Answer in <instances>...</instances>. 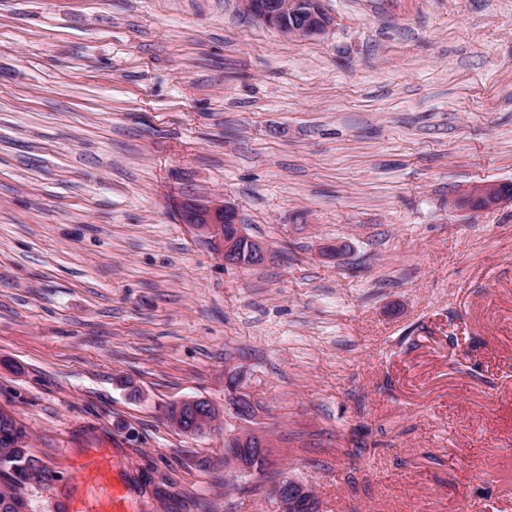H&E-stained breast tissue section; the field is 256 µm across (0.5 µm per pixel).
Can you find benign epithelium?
I'll list each match as a JSON object with an SVG mask.
<instances>
[{"label": "benign epithelium", "mask_w": 512, "mask_h": 512, "mask_svg": "<svg viewBox=\"0 0 512 512\" xmlns=\"http://www.w3.org/2000/svg\"><path fill=\"white\" fill-rule=\"evenodd\" d=\"M240 3L244 13L285 36L291 29L297 37L316 38L332 25V19L321 7L320 0H240ZM508 201L509 198L501 192L500 183L486 181L471 185L455 204L471 209ZM187 214V224L197 235L213 243L224 263L241 265L239 256L244 249L253 259L261 263L265 261V247L244 233L238 212L233 206L226 203L193 204L187 207ZM224 391L225 407L232 413L255 409L253 398L241 385L238 374L227 375ZM262 453L264 448L261 439L251 432L234 433L225 438L224 456L239 468H249L250 460ZM305 493L306 487L293 479L282 480L269 489V496L282 509L293 505V500Z\"/></svg>", "instance_id": "obj_1"}]
</instances>
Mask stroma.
<instances>
[{
  "mask_svg": "<svg viewBox=\"0 0 512 512\" xmlns=\"http://www.w3.org/2000/svg\"><path fill=\"white\" fill-rule=\"evenodd\" d=\"M0 0V411L62 512L103 456L132 512H512V0ZM239 212L231 268L184 224ZM343 245L335 258L324 246ZM260 406L262 469L169 404ZM244 13L288 36L290 27L296 37L316 38L332 25L319 0H239ZM282 1V2H279ZM289 17L294 24L289 23ZM298 17V21H295ZM502 183L486 181L472 184L466 192L459 197L455 204L462 208H473V206L482 205L493 206L506 203L511 200L501 192ZM187 210L188 221L191 229L199 236L206 237L213 243L218 254L224 259V263L232 266H248L239 261L243 247H247V253L254 260L263 264L266 258L265 247L256 240L247 236L238 215L237 210L226 203H212L209 205H189ZM232 225L234 234L230 235L225 229ZM225 407L234 414L244 410H255V404L249 391L241 385L237 373H229L225 380ZM306 493V487L294 479L282 480L269 489V496L279 505L280 509L293 505V500Z\"/></svg>",
  "mask_w": 512,
  "mask_h": 512,
  "instance_id": "obj_1",
  "label": "stroma"
}]
</instances>
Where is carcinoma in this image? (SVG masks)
<instances>
[{
  "instance_id": "cac0c4a2",
  "label": "carcinoma",
  "mask_w": 512,
  "mask_h": 512,
  "mask_svg": "<svg viewBox=\"0 0 512 512\" xmlns=\"http://www.w3.org/2000/svg\"><path fill=\"white\" fill-rule=\"evenodd\" d=\"M43 476L36 459L28 454V433L10 415L0 413V477L5 490H0V512H17L24 504L22 489L29 481Z\"/></svg>"
}]
</instances>
